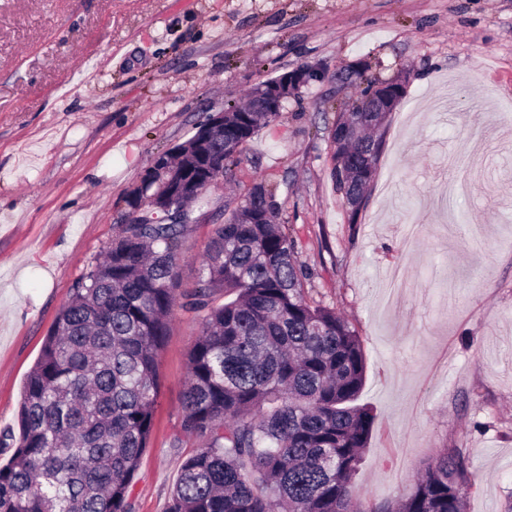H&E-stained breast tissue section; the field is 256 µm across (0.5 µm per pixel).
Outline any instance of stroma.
Here are the masks:
<instances>
[{
	"mask_svg": "<svg viewBox=\"0 0 512 512\" xmlns=\"http://www.w3.org/2000/svg\"><path fill=\"white\" fill-rule=\"evenodd\" d=\"M325 71L247 143L195 209L179 266L198 280L213 225L257 183L297 242L315 300L360 337L374 424L353 480L409 496L448 448L466 512L512 503V0H0V433L61 307L103 258L154 159L206 115L295 67ZM365 69L340 82L339 71ZM403 81L359 213L329 132L367 81ZM197 314L175 308L134 512H164L183 459Z\"/></svg>",
	"mask_w": 512,
	"mask_h": 512,
	"instance_id": "1",
	"label": "stroma"
}]
</instances>
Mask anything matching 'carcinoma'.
<instances>
[{
    "mask_svg": "<svg viewBox=\"0 0 512 512\" xmlns=\"http://www.w3.org/2000/svg\"><path fill=\"white\" fill-rule=\"evenodd\" d=\"M367 103L365 89L330 131L333 177L354 215L382 145L370 134L382 122L361 111ZM276 116L224 113V140L212 146L224 169L184 200L177 219L146 205L138 223L122 225L57 314L24 386L19 436L0 435L1 448L13 447L0 466V512H133L160 395L158 353L179 303L202 318L174 447L183 437L199 445L166 512H465L469 459L458 448L425 467L396 506L352 496L373 425L357 404L364 349L335 308L309 297V274L263 185L213 225L198 286L178 291L189 206ZM187 143L167 159L172 169L199 163L204 148Z\"/></svg>",
    "mask_w": 512,
    "mask_h": 512,
    "instance_id": "obj_1",
    "label": "carcinoma"
}]
</instances>
